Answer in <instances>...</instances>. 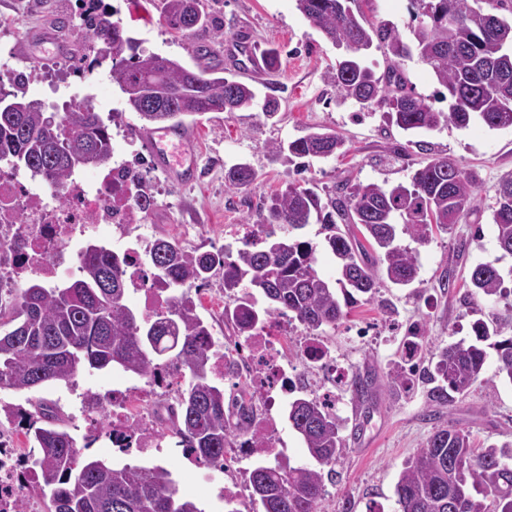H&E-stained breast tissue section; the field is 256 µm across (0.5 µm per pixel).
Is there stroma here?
I'll return each mask as SVG.
<instances>
[{"mask_svg": "<svg viewBox=\"0 0 512 512\" xmlns=\"http://www.w3.org/2000/svg\"><path fill=\"white\" fill-rule=\"evenodd\" d=\"M74 0H0V78L36 64L48 79L26 84L28 99L46 111L59 112L68 98L86 99L101 116L112 115L119 127L112 130V147L126 160L147 161L151 153L140 136L142 122L125 105L119 88L108 78L107 67L92 79L72 70L83 46L71 27L61 26L73 15ZM107 10H119L127 33L140 47L176 59L187 66L199 64L200 47L213 43L211 27L178 33L161 18V0H102ZM356 9L373 23H392L404 42H412L416 11L412 0H357ZM201 10L228 38L243 37L256 51L276 49L274 70L253 75L260 98L276 97L279 111L265 118L260 104L236 112H209L190 119L191 147L198 157L199 178L191 185L174 183L158 169L145 180L155 205L142 222L116 231L107 223L97 227L98 239L121 248L144 236L168 237L188 250L223 246L224 227L250 224L266 198L288 183H312L321 199L335 196L346 183L409 182L429 159L442 156L457 162L477 178L475 206L448 230L433 229L425 243L399 233L400 244L418 253V287H400L381 280L373 301L359 302L322 337L352 374H374L385 381L403 365V336L417 326L426 336L420 364L430 367L438 347L469 338L477 318H512V297L486 300L469 286L471 270L480 263L498 261L502 272L512 271V257H501L491 207L502 176L512 172V128L489 129L472 123L459 129L444 124L421 134L419 142L388 123L382 110H364L341 100L327 76L342 55L297 10L295 0H201ZM407 88L444 111L446 90L418 57L403 61ZM320 127L344 136L347 152L313 161L308 170L297 169L270 144L288 142ZM246 163L256 173L248 187L230 191L224 186L229 168ZM224 273L215 271L198 301V312L216 339L230 338L234 328L224 316ZM118 370L78 376L75 382L58 381L31 391H0V400L32 409L41 398L57 403L69 431L87 456L113 464L140 462L172 471L181 494L192 498L202 512H227L220 490L227 474L209 471L207 464L185 458L168 429H157L163 448L154 455L131 448L115 451L111 444L87 428L81 413L84 391H111L130 383ZM428 386L421 379L376 395L360 406L350 386L338 389L336 412L344 423L346 450L326 483L322 512H397L395 486L404 461L422 448L442 427L468 431L474 447L512 446V386L499 385L495 396L476 385L457 395L454 403L432 407Z\"/></svg>", "mask_w": 512, "mask_h": 512, "instance_id": "obj_1", "label": "stroma"}]
</instances>
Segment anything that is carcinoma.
Returning <instances> with one entry per match:
<instances>
[{"mask_svg":"<svg viewBox=\"0 0 512 512\" xmlns=\"http://www.w3.org/2000/svg\"><path fill=\"white\" fill-rule=\"evenodd\" d=\"M185 0H162V19L183 33L204 25L199 0L195 18L185 19ZM355 0H296L298 10L332 44L352 42L364 50L384 49L387 69L379 75L363 58L338 61L328 80L337 93L363 109L386 110L389 121L418 134L443 123L466 128L477 120L490 129L512 123V22L496 14H512V0H412L417 26L409 48L389 23L374 24L354 13ZM458 25L448 33V16ZM86 41L101 44L96 63L110 61L109 79L124 94L126 106L150 125L182 123L186 116L249 109L255 88L221 68L194 70L178 60L139 49L122 23L101 11L84 29ZM416 51L448 91V112H439L406 88L400 61ZM13 90L0 89V160H12L52 184L63 183L75 170L97 168L112 159V134L100 115L83 101L65 112H43L25 97L22 80ZM336 132H309L271 149L294 159H321L346 152ZM250 166L238 164L225 176V186L241 189L253 183ZM476 179L447 158H433L417 169L408 184H346L327 203L310 188L289 183L271 194L256 225L258 243L237 251H188L174 241L157 239L147 252L155 275L173 290L167 307L137 316L126 304L130 283L118 259L104 247L87 245L80 255V276L62 286L31 282L0 299V391H22L81 372L119 369L150 379L158 360L174 365L189 378L178 406L167 420L178 445L211 464L224 461V449L238 436L224 413V386L214 373L211 333L185 289L224 269V288L232 291L247 280L262 291L270 307L264 317L290 314L314 333L334 327L348 309L371 301L381 277L399 286L418 276L415 253L397 243V226L423 243L433 227L446 229L473 208ZM316 218L328 234L326 242L337 262L331 281L316 269L313 247L297 238H277L275 227L300 230ZM501 252L512 256V173L501 178L492 206ZM359 227L363 239L341 232L338 223ZM475 294L498 298L509 294L496 262L476 265L470 273ZM473 341L460 340L439 349L434 369L423 371L433 406L454 402L475 384L488 394L495 380L512 384V336L498 321L475 320ZM497 354L492 377H485L487 349ZM355 398L363 402L376 388L369 375L351 380ZM39 417L0 402V414L26 420V434L38 454L35 465L40 490L50 489L46 512H202L196 502L179 495L169 469L160 466H114L84 458L77 441L59 427L54 405L41 401ZM288 420L300 434L313 460L292 465L282 457L245 471L252 497L264 512H320L325 474L333 473L344 448L336 413L316 399L298 398L289 405ZM399 512H512V454L494 446L474 448L460 429L441 428L404 464L395 486Z\"/></svg>","mask_w":512,"mask_h":512,"instance_id":"cac0c4a2","label":"carcinoma"}]
</instances>
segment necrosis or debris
<instances>
[{
    "mask_svg": "<svg viewBox=\"0 0 512 512\" xmlns=\"http://www.w3.org/2000/svg\"><path fill=\"white\" fill-rule=\"evenodd\" d=\"M141 192L140 180L123 159L105 166L97 181L72 176L60 188L47 182L35 186L26 171L0 168V292L9 293L32 275L50 282L74 274L71 258L93 235L95 224L120 228L140 220ZM120 260L127 281L143 290L145 309L156 311L169 303L168 287L152 277L140 248L124 250ZM295 356L301 368H292ZM310 369L320 370L326 378L321 396L328 406H335L336 387L346 382L347 372L319 337L305 336L292 346L286 331L261 320L243 341L218 353L216 372L246 389L254 404L252 417L234 443L235 460L272 452L278 430L275 411L284 398L307 383ZM133 393L130 387L113 388L106 396L92 393L84 398L83 408L93 416L101 406H110L113 447L134 445L149 451L158 440L152 431L141 429L144 416Z\"/></svg>",
    "mask_w": 512,
    "mask_h": 512,
    "instance_id": "necrosis-or-debris-1",
    "label": "necrosis or debris"
}]
</instances>
